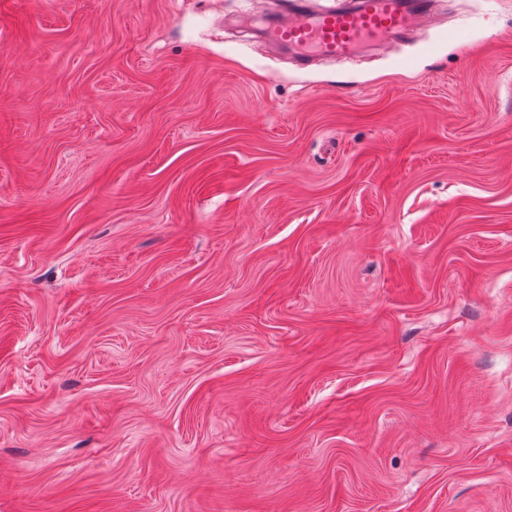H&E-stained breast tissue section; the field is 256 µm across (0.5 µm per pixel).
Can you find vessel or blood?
Listing matches in <instances>:
<instances>
[{"label": "vessel or blood", "mask_w": 512, "mask_h": 512, "mask_svg": "<svg viewBox=\"0 0 512 512\" xmlns=\"http://www.w3.org/2000/svg\"><path fill=\"white\" fill-rule=\"evenodd\" d=\"M432 0H343L315 11L306 0H289L283 14L260 20L267 38L288 46L299 60L348 58L369 45L386 46L425 17Z\"/></svg>", "instance_id": "vessel-or-blood-1"}]
</instances>
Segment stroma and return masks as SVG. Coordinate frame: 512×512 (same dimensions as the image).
I'll use <instances>...</instances> for the list:
<instances>
[{"label": "stroma", "mask_w": 512, "mask_h": 512, "mask_svg": "<svg viewBox=\"0 0 512 512\" xmlns=\"http://www.w3.org/2000/svg\"><path fill=\"white\" fill-rule=\"evenodd\" d=\"M280 7L0 0V512H512V0ZM432 0H344L339 8L315 11L290 0L286 14L260 19L266 37L301 61L348 58L368 45L385 47L425 17Z\"/></svg>", "instance_id": "obj_1"}]
</instances>
